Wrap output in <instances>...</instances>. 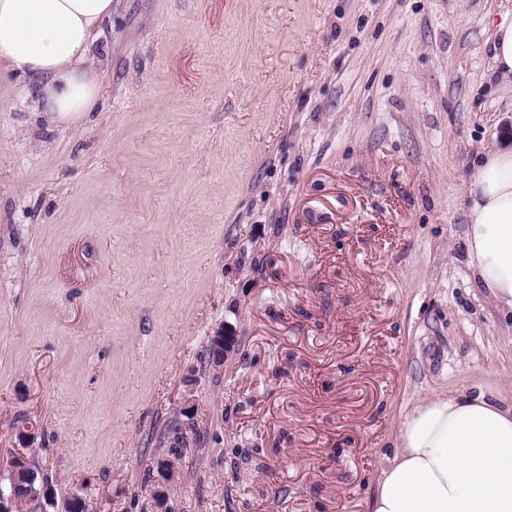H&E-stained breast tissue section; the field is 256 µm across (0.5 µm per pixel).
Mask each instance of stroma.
I'll use <instances>...</instances> for the list:
<instances>
[{"instance_id":"35a3bbf8","label":"stroma","mask_w":512,"mask_h":512,"mask_svg":"<svg viewBox=\"0 0 512 512\" xmlns=\"http://www.w3.org/2000/svg\"><path fill=\"white\" fill-rule=\"evenodd\" d=\"M511 20L112 0L78 120L0 73V473L33 447L47 512H366L422 396L511 405L512 312L464 246L466 185L512 144ZM495 69L504 77L512 76V21L496 27L493 45Z\"/></svg>"}]
</instances>
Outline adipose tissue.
I'll use <instances>...</instances> for the list:
<instances>
[{
  "label": "adipose tissue",
  "instance_id": "1",
  "mask_svg": "<svg viewBox=\"0 0 512 512\" xmlns=\"http://www.w3.org/2000/svg\"><path fill=\"white\" fill-rule=\"evenodd\" d=\"M112 0H0V70L39 76L51 121L79 118L100 79L87 65ZM468 266L512 309V149L485 158L467 187ZM368 512H512V405L461 388L406 412Z\"/></svg>",
  "mask_w": 512,
  "mask_h": 512
}]
</instances>
